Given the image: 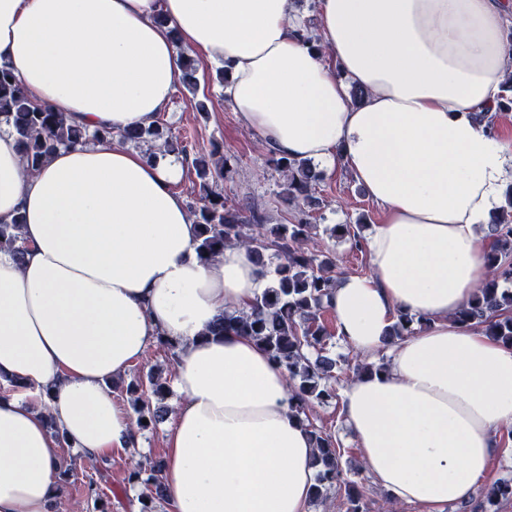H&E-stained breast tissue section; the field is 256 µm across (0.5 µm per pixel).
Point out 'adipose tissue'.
<instances>
[{
    "mask_svg": "<svg viewBox=\"0 0 512 512\" xmlns=\"http://www.w3.org/2000/svg\"><path fill=\"white\" fill-rule=\"evenodd\" d=\"M511 15L512 0H316L314 45L294 0H0V63L87 132L147 127L174 91L176 31L267 145L355 178L382 220L371 273L341 275L332 307L345 347L387 367L343 387V420L393 503L443 512L512 426V348L449 319L486 277L484 228L512 186V143L478 119L512 72ZM179 172L108 140L28 177L0 122V223L23 215L27 246L0 251V512H49L61 442L87 459L130 446L109 384L160 336L177 346L175 512H308L313 445L285 369L206 333L267 279L241 247L198 260ZM401 310L430 326L385 345Z\"/></svg>",
    "mask_w": 512,
    "mask_h": 512,
    "instance_id": "adipose-tissue-1",
    "label": "adipose tissue"
}]
</instances>
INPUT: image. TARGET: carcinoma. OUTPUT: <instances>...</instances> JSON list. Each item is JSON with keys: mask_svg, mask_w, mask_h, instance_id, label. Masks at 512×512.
Masks as SVG:
<instances>
[{"mask_svg": "<svg viewBox=\"0 0 512 512\" xmlns=\"http://www.w3.org/2000/svg\"><path fill=\"white\" fill-rule=\"evenodd\" d=\"M195 60L181 54L179 82L191 93L198 91ZM0 115L22 146L24 171L35 173L44 161L61 147L76 146L95 140H115L122 145L164 140L163 148L173 152L171 138L161 126L114 131L109 127L88 134L69 123L61 113L34 102L21 88L6 65H0ZM273 162L283 175V196L289 205L298 208L294 224H267L255 210L244 212L224 202L222 183L227 171V159L222 147L211 144L205 152H197L193 166L200 180L199 198L188 204L193 223L198 226L196 253L200 261L210 262L224 254L229 246L243 247L269 277L261 295L249 309L224 314L210 329L215 336L227 333L252 337L275 363L288 374L290 409L306 424L314 443L313 464L317 468L311 501L322 503L334 493H344L346 512H368L365 495L340 466L339 443L315 423L313 408L327 405L338 398L337 385L346 374L349 359L332 358L326 353V342L332 337L321 319L332 310L331 295L336 285L335 257L317 253L309 247L314 241L316 225L310 221L309 210L320 205L315 185L320 173L313 163L275 155ZM22 215L10 224L0 223V251H9L23 259L26 247L20 237ZM493 239L485 262L489 269L486 280L455 312L453 322L478 326L482 331L512 348V289L501 285L512 280V190L506 205L493 224L489 225ZM331 236L350 241L351 249L363 251L364 238L359 228L336 224ZM427 320L397 311L388 343L402 340L414 333V326ZM353 374L381 371L385 358L366 361L354 357ZM149 389L141 390L133 403L135 432L141 434L156 429L173 408L164 404L172 395L170 379L162 372L150 369L146 375ZM147 423H142V420ZM162 463L140 464L127 476L130 486H139L142 493L141 512H155V503L168 500L163 482ZM88 500L95 512H109L105 507L109 496L96 480L87 484ZM512 500V479L494 482L484 498L477 501L471 512H499L505 501Z\"/></svg>", "mask_w": 512, "mask_h": 512, "instance_id": "carcinoma-1", "label": "carcinoma"}]
</instances>
